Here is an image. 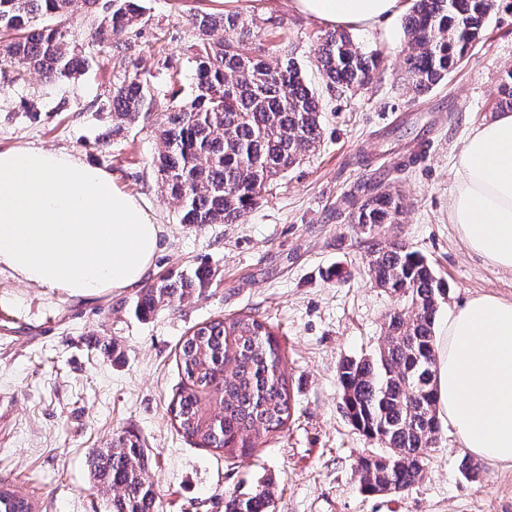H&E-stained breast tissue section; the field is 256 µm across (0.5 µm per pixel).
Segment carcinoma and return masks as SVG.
Listing matches in <instances>:
<instances>
[{
  "label": "carcinoma",
  "mask_w": 512,
  "mask_h": 512,
  "mask_svg": "<svg viewBox=\"0 0 512 512\" xmlns=\"http://www.w3.org/2000/svg\"><path fill=\"white\" fill-rule=\"evenodd\" d=\"M495 0H413L406 19L405 72L419 89L440 84L479 39ZM90 19L91 37L110 54L120 77L108 108L112 135L154 106L148 78L132 49L149 21L143 0H0V74L9 81L37 70L45 78H74L88 58L70 29L75 15ZM190 50L195 90L188 99L171 93L157 129L163 144L154 166L161 192L176 200L181 223L204 227L236 224L267 192L270 183L300 164L321 138L320 105L288 50L276 65L250 47L251 30L237 13L190 15ZM235 37L216 41L214 31ZM318 68L331 88L371 81L377 56L362 52L344 31L325 35ZM499 86V105L512 110V69ZM400 195L372 193L355 208L352 221L372 231L394 224ZM368 267L374 281L401 297L403 307L386 316L385 343L374 353L345 358L338 380L348 419L387 449L356 463L363 492L399 494L427 474L433 448L442 438L437 412L435 321L448 284L407 244L373 240ZM211 270L187 268L159 276L133 302L147 316L210 284ZM182 383L169 405L174 428L206 448L242 463L255 443L283 431L292 403L275 326L241 313L196 327L179 348ZM215 394V409L200 407ZM97 483L115 491L108 512H155L154 483L146 450L120 438L90 459ZM268 482L224 497V512H272Z\"/></svg>",
  "instance_id": "obj_1"
}]
</instances>
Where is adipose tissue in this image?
I'll list each match as a JSON object with an SVG mask.
<instances>
[{"label": "adipose tissue", "mask_w": 512, "mask_h": 512, "mask_svg": "<svg viewBox=\"0 0 512 512\" xmlns=\"http://www.w3.org/2000/svg\"><path fill=\"white\" fill-rule=\"evenodd\" d=\"M332 25L390 22L401 0H292ZM448 221L466 247L512 273V112L470 129L456 163ZM161 227L110 174L42 148L0 151V270L80 298L140 282ZM438 409L461 447L512 467V300L493 294L449 312L437 353Z\"/></svg>", "instance_id": "obj_1"}]
</instances>
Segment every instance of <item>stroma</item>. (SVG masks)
<instances>
[{"instance_id":"stroma-1","label":"stroma","mask_w":512,"mask_h":512,"mask_svg":"<svg viewBox=\"0 0 512 512\" xmlns=\"http://www.w3.org/2000/svg\"><path fill=\"white\" fill-rule=\"evenodd\" d=\"M145 5L150 19L133 53L155 100L170 92L169 67L192 73L189 14L236 12L268 62L290 47L320 102L322 137L241 223L198 228L181 223L158 186L161 111L106 138L112 60L83 17L72 21L89 57L82 75L49 82L32 74L0 94V150L76 155L154 216L161 250L147 281L200 264L213 273L202 293L140 318L127 305L133 288L88 301L0 272V481L36 497L40 512H107L89 456L128 437L150 456L157 512H224L226 492L264 480L275 491L273 512H512V469L482 461L478 480L467 479L447 427L425 479L398 495L362 492L357 460L386 450L351 424L337 378L342 359L378 348L385 316L400 304L368 275L373 238L403 239L448 283L437 326L473 295L512 300V273L468 253L448 222L457 155L469 130L498 112L497 87L512 69V0H498L483 39L442 84L419 93L405 74L403 14L385 29H350L356 46L378 54L379 68L368 85L340 92L317 67L329 24L296 13L290 0ZM363 184L401 195L398 223L372 232L352 223L351 195ZM243 312L278 329L292 415L231 466L223 452L179 434L168 406L181 385L183 337Z\"/></svg>"}]
</instances>
